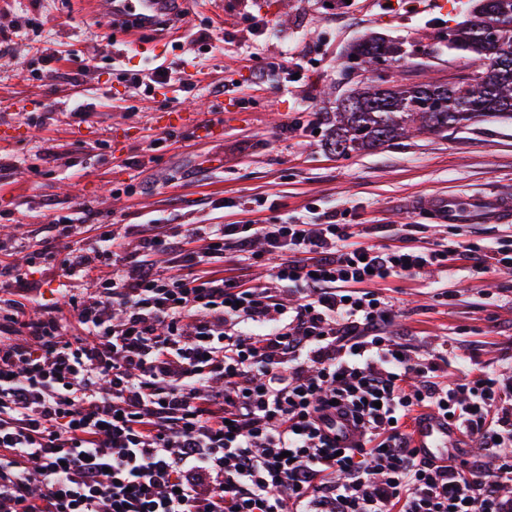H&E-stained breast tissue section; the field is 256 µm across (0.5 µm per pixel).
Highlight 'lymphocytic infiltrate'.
<instances>
[{
    "label": "lymphocytic infiltrate",
    "mask_w": 512,
    "mask_h": 512,
    "mask_svg": "<svg viewBox=\"0 0 512 512\" xmlns=\"http://www.w3.org/2000/svg\"><path fill=\"white\" fill-rule=\"evenodd\" d=\"M81 220L55 218L26 267L58 261L68 317H27L34 284L0 260V512H512V377L442 381L447 356L414 357L376 290L459 261L511 270L512 242L369 244L322 210L101 224L58 256ZM229 250L270 260L268 283L225 276ZM93 269L95 295L72 293ZM430 410L496 467L420 460Z\"/></svg>",
    "instance_id": "f902f5d3"
}]
</instances>
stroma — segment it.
<instances>
[{"mask_svg": "<svg viewBox=\"0 0 512 512\" xmlns=\"http://www.w3.org/2000/svg\"><path fill=\"white\" fill-rule=\"evenodd\" d=\"M93 2L89 10L83 0H0V28L42 22L0 56V163L11 168L0 181V245L15 262L25 263L55 217L79 207L97 224H141L153 214L174 224L240 220V211L215 208L224 198L268 200L262 215L273 222L332 207L340 221L365 223L378 244L512 238V223L446 224L433 210L437 196L512 192V122L424 132L346 157L326 147V114L353 83L343 69L349 45L371 33L411 43L414 59L393 68L395 79L451 81L468 63L435 43L462 20L468 0H414L389 12L381 0L333 10L324 0H222L219 14L194 0L180 43L150 29L141 35L149 52L130 49L118 61L105 0ZM247 10L265 13L273 35L251 34ZM203 29L212 47L201 53L193 35ZM290 51L310 64L303 81L284 79L280 63ZM255 52L264 72L254 68ZM189 55L200 73L188 93H146L119 77ZM230 72L240 87L225 95ZM79 102L86 112L76 119ZM174 109L190 110V119L169 122ZM157 139L164 145L155 150ZM387 295L394 326L417 355L451 352V378L512 372V271L433 269L392 280Z\"/></svg>", "mask_w": 512, "mask_h": 512, "instance_id": "35a3bbf8", "label": "stroma"}]
</instances>
